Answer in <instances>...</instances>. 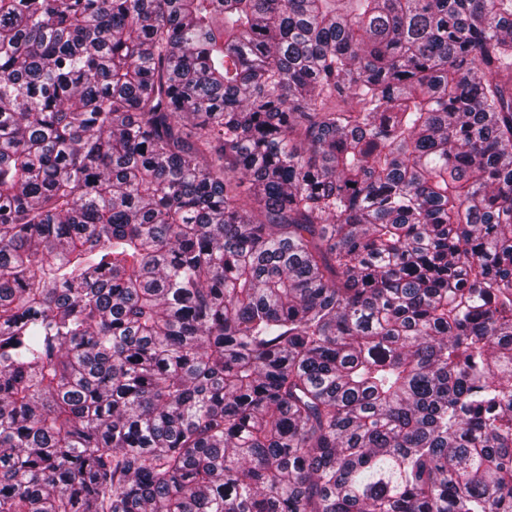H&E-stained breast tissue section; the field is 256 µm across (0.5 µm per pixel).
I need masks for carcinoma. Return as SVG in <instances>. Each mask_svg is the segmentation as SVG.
<instances>
[{"mask_svg": "<svg viewBox=\"0 0 512 512\" xmlns=\"http://www.w3.org/2000/svg\"><path fill=\"white\" fill-rule=\"evenodd\" d=\"M0 512H512V0H0Z\"/></svg>", "mask_w": 512, "mask_h": 512, "instance_id": "cac0c4a2", "label": "carcinoma"}]
</instances>
